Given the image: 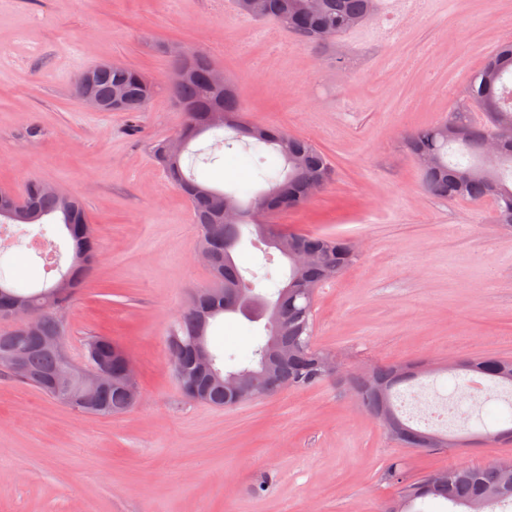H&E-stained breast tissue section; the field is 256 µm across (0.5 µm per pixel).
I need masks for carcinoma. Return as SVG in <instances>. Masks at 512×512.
<instances>
[{"instance_id": "1", "label": "carcinoma", "mask_w": 512, "mask_h": 512, "mask_svg": "<svg viewBox=\"0 0 512 512\" xmlns=\"http://www.w3.org/2000/svg\"><path fill=\"white\" fill-rule=\"evenodd\" d=\"M239 13L271 18L289 31L310 42H324L350 30L370 17V0H235ZM210 62L202 55L190 53L179 59L173 74L170 91L175 100L188 108L185 122L178 133L190 143L209 134L217 140L224 139V131L241 133L249 138L245 150L256 168V176L267 188L257 191L253 184L245 183L231 191L215 189L186 174L182 159L172 163L166 154L165 141L152 147L157 164L168 180L178 187L189 200L195 223L200 230V245L212 249L215 264L211 269L218 287L236 284L249 295H258L256 284L243 278L234 260L224 259V239L239 245L245 232H254L257 240L273 247L268 236L255 224L252 214L262 202L269 204L270 211L291 208L309 201L308 184L312 181L327 182L332 175V165L327 156L309 139L287 134L273 127L247 124L242 120V104L229 85L224 90L210 88L205 73ZM512 78V43L501 45L490 56V61L473 76L469 86V98L485 112L488 123L495 130L512 135V88L503 87ZM122 92L125 101L123 111L140 112L151 100L156 86L139 70L121 64L100 68L94 74L92 93L105 102L111 94ZM488 130L462 120L448 121L422 127L409 134L406 142L419 158L429 155L434 166L421 168L425 189L444 199H461L471 202L490 200L496 205V222L512 229V212L505 210V201L512 200V148L494 165L484 162V146ZM26 213L11 218L0 214V224H37L39 232L47 231L50 224H60L72 243L70 265L59 270L58 275L70 278L71 287L59 290L56 282H45L39 289H28L6 280L0 272V300L21 299L35 310L38 316L37 331L32 333L18 329L13 333L0 334V368H7L4 355L13 348L26 351L32 373L42 374L54 369L57 353L40 343L42 336L64 337L62 316L70 307L78 288L85 282L99 252L96 231L82 229L88 220L82 201L54 186H47L40 179H30L22 190ZM233 201L241 210L236 224H224L218 212L224 200ZM279 236L288 240V248H300L313 253L312 261L299 269L289 264L288 277L278 281L279 271L267 269L264 279L276 284L269 302L278 304L286 313V319L278 330L284 343L294 347L291 362L278 368V382L261 381L263 393L271 396L281 388L303 389L325 379L319 360L327 351L312 342L313 303L300 292L303 284H317L342 273L357 261L349 241L293 231H281ZM236 309L224 308V301L208 289L196 293L191 306L169 327L166 347L171 359L181 361L184 371L191 375L194 367L191 357L196 339L208 343L207 336H199L200 330H209L220 315L236 314ZM272 328L266 329V342L257 345L245 362L235 363L224 375L242 371H261ZM95 344L97 356L112 367L117 375L122 369L121 358L114 354L116 343L112 337L95 335L89 338ZM468 372H477L494 385L512 387V359L493 356L460 362ZM418 377L405 374L402 365L371 367L354 382V392L363 409L375 416L389 409L404 428V434L390 437L406 448H433L437 433L412 427L399 414L393 403L397 387ZM207 403L222 407L231 402L224 393V386L200 379ZM101 415L109 417L126 411L131 404L123 389L112 386L96 396ZM399 499L404 501L403 512H422L420 506L428 500H440L448 504V512H494L501 505H512V471L482 466H454L448 468V480L440 485L421 476L399 481Z\"/></svg>"}]
</instances>
